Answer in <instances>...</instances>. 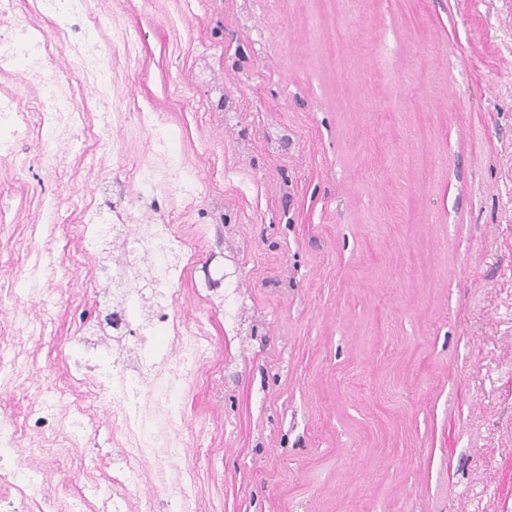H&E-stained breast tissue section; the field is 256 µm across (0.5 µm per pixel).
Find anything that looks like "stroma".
I'll return each instance as SVG.
<instances>
[{
  "mask_svg": "<svg viewBox=\"0 0 512 512\" xmlns=\"http://www.w3.org/2000/svg\"><path fill=\"white\" fill-rule=\"evenodd\" d=\"M84 13L102 18L105 50L134 35L135 65L116 54L109 96L84 99L59 163L34 125L18 143L29 171L0 156V287L46 201L65 226L64 293L26 305L47 322L37 370L67 374L66 339L96 309L70 227L118 180L156 223L206 228L183 289L223 354L186 401L208 433L209 512H512V0H84ZM203 59L237 96L231 117L211 109ZM143 112L176 131L196 192H169L178 173ZM227 277L261 327L211 308ZM228 356L244 363L230 381ZM81 435L84 458L61 465L94 471L71 483L94 508L116 488L112 434L99 418Z\"/></svg>",
  "mask_w": 512,
  "mask_h": 512,
  "instance_id": "stroma-1",
  "label": "stroma"
}]
</instances>
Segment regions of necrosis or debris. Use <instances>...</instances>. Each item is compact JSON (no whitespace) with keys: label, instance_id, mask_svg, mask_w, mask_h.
I'll return each mask as SVG.
<instances>
[{"label":"necrosis or debris","instance_id":"obj_1","mask_svg":"<svg viewBox=\"0 0 512 512\" xmlns=\"http://www.w3.org/2000/svg\"><path fill=\"white\" fill-rule=\"evenodd\" d=\"M37 4L69 30L88 97L103 98L112 56L91 38L83 0ZM0 59L24 61L41 88L26 113L0 100V150L16 170H29L27 155L13 145L35 122L43 130V157L56 160L62 137L77 136L80 130L81 106L64 90L45 40L32 34L23 15H15L11 32L0 35ZM131 208L122 193L105 199L89 211L87 222L74 227L85 256L122 244L121 259L101 266L91 290L111 308L112 320L96 315L82 321L69 338L74 360L68 378L55 385L51 396L31 398L27 417L0 414V512L55 507L62 499V470L46 439L60 435L62 421L74 426L104 410L111 412L112 430L124 441L113 451L123 470L121 505L146 512L141 491L158 487L176 498L178 512H203L206 494L195 471L204 442L189 429L184 403L214 357V340L206 331V316L182 312L181 282L193 257L192 244L164 224L151 236L141 235ZM43 216L45 234L30 247L18 283L24 296L39 298L45 307L60 297L64 272L51 262L58 229L55 203L46 204ZM45 327L43 319H30L24 335L0 336L1 391L27 394L21 378L37 355Z\"/></svg>","mask_w":512,"mask_h":512}]
</instances>
